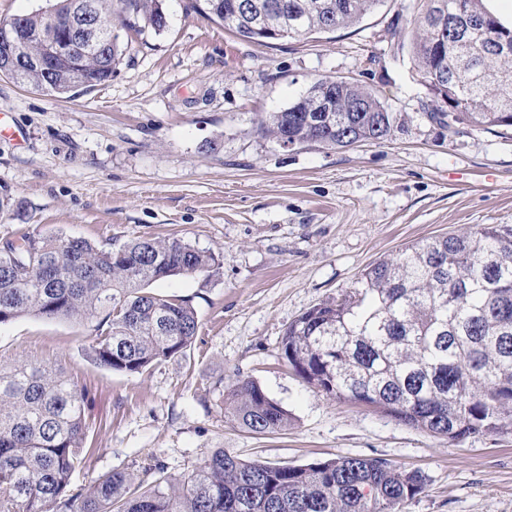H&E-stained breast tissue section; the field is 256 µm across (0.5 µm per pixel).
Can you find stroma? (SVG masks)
I'll use <instances>...</instances> for the list:
<instances>
[{
    "instance_id": "35a3bbf8",
    "label": "stroma",
    "mask_w": 512,
    "mask_h": 512,
    "mask_svg": "<svg viewBox=\"0 0 512 512\" xmlns=\"http://www.w3.org/2000/svg\"><path fill=\"white\" fill-rule=\"evenodd\" d=\"M419 0H384L358 24L307 38L247 41L165 0L168 27L129 44L111 81L57 97L0 73V243L21 233L121 245L178 237L218 256L211 276L153 283L188 302L198 332L185 358L141 374L86 356L93 324H0V356L51 362L87 392L72 490L124 471L178 477L218 448L293 466L382 458L425 480L399 512H512V431L449 441L307 384L280 350L288 324L353 287L403 247L481 224L512 227V130L447 127L391 27ZM323 77L381 90L399 127L346 149L283 148L257 132ZM288 410L256 435L224 414L239 380Z\"/></svg>"
}]
</instances>
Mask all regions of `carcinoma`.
Listing matches in <instances>:
<instances>
[{
  "label": "carcinoma",
  "instance_id": "1",
  "mask_svg": "<svg viewBox=\"0 0 512 512\" xmlns=\"http://www.w3.org/2000/svg\"><path fill=\"white\" fill-rule=\"evenodd\" d=\"M164 0H93L112 21V44L100 55H70L79 66H32L13 76L50 95L112 80L121 34L161 33ZM203 11L247 40L277 32L299 38L356 24L382 0H203ZM489 0H423L411 18L417 80L453 83L459 109L429 117L484 130L512 127V51L477 36L485 23L512 34ZM74 0L18 15L38 34L67 17ZM15 48L0 42V72ZM397 117L378 91L331 78L279 112L258 116L263 134L296 145L347 148L381 143ZM214 254L178 239L141 238L116 248L74 238L24 234L0 246V324L22 317L97 322L90 359L141 374L185 355L197 313L157 294L156 281L208 276ZM287 362L326 395L375 407L450 441L497 435L512 427V229L483 224L460 235L405 246L367 266L354 286L322 300L288 324ZM86 393L64 370L38 360L0 357V512H398L425 486L416 471L381 458L338 456L300 466L246 461L224 450L179 478H158L142 494L125 472L104 475L85 493L66 496L86 437ZM224 414L264 435L288 429L289 415L254 380L224 396Z\"/></svg>",
  "mask_w": 512,
  "mask_h": 512
}]
</instances>
